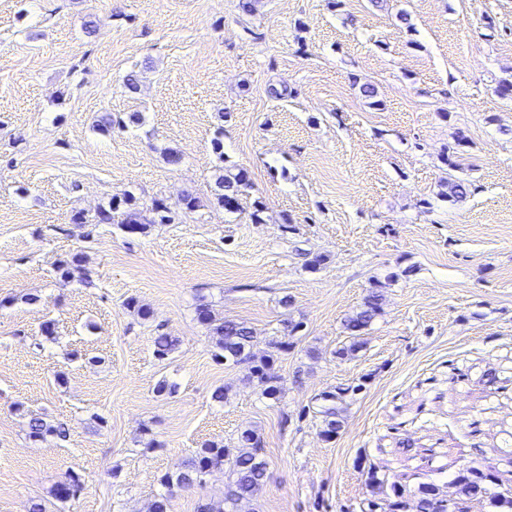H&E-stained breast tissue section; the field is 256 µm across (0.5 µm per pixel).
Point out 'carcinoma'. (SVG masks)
Returning a JSON list of instances; mask_svg holds the SVG:
<instances>
[{"label":"carcinoma","mask_w":512,"mask_h":512,"mask_svg":"<svg viewBox=\"0 0 512 512\" xmlns=\"http://www.w3.org/2000/svg\"><path fill=\"white\" fill-rule=\"evenodd\" d=\"M217 203L229 213L241 211V188L246 185L244 173H230L220 176L217 181ZM152 217L142 214L137 204L129 197L115 198L107 208L100 209L94 221L97 224H124L127 229L143 230L148 224H164L171 221V209L162 200L152 203ZM385 303L382 286L375 285L364 297L359 309L345 320L349 333L347 344L336 349V357L350 358L364 347L363 334L381 314ZM196 319L207 326L215 347V357L232 365H249L250 378L256 381L260 396L270 401L281 397L280 376L275 363L280 355L288 352L292 343L271 336L265 340L266 354L257 356L253 352L259 338L251 326L243 321L226 320L216 313L205 297H197ZM175 349L173 337L159 333L154 338V355L165 358ZM361 389V385H349L334 392L321 395L319 413L322 416L321 434L326 438L337 435L344 418L343 405L346 399ZM69 429L62 424H48L43 418L32 416L28 420V436L36 439L46 435L65 438ZM229 469V482L224 502L215 504L201 501L196 512H240L244 503L253 500L269 479L267 461L259 434L254 429L242 431L235 448L218 444L205 445L192 454L182 467L167 472L159 479L161 491L149 507V512H166L169 497L176 488H188L199 482L201 477L214 470ZM496 477L492 470L469 467L457 473L452 481L455 491L446 496L436 486L424 484L410 492L393 484L386 489L376 481L375 476L366 473V486L379 500L368 503L369 512H470L469 502L478 497L489 498L497 512H512V489L491 491L490 485ZM85 489L81 476L70 471L61 483L53 489L58 501H68L81 495Z\"/></svg>","instance_id":"cac0c4a2"}]
</instances>
